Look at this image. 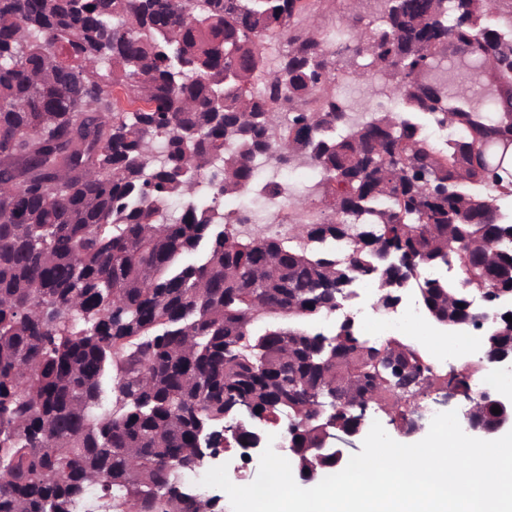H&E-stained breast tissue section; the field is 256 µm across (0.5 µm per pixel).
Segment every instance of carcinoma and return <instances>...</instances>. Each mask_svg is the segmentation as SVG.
Segmentation results:
<instances>
[{"label": "carcinoma", "instance_id": "obj_1", "mask_svg": "<svg viewBox=\"0 0 512 512\" xmlns=\"http://www.w3.org/2000/svg\"><path fill=\"white\" fill-rule=\"evenodd\" d=\"M489 2L386 0L379 29L356 34L398 115L336 95L302 0H0V512H75L91 484L112 512H219L177 478L202 467L196 442L247 405L288 417L301 446L319 424L308 392L351 376L391 421L412 415L418 396L391 390L380 352L426 370L419 348L316 322L357 280L390 300L418 277L432 322L480 314L466 307L480 286L512 289L497 247L512 191L473 166L505 117L450 120L421 81L458 28L512 58ZM267 41L285 45L274 64ZM428 124L458 135L437 145ZM302 159L321 179L297 206L319 194L330 215L300 222L301 245L216 211L261 164ZM453 265L456 285L423 276ZM496 331L483 353L512 349V323ZM336 338L345 358L319 366Z\"/></svg>", "mask_w": 512, "mask_h": 512}]
</instances>
